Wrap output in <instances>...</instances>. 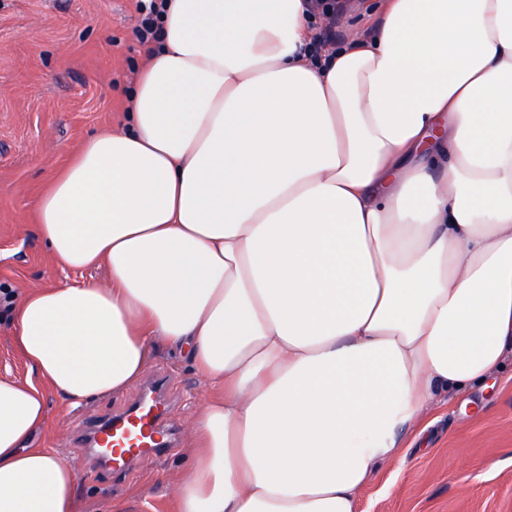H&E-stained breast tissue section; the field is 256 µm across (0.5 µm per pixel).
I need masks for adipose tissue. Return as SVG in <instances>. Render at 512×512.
Here are the masks:
<instances>
[{
	"mask_svg": "<svg viewBox=\"0 0 512 512\" xmlns=\"http://www.w3.org/2000/svg\"><path fill=\"white\" fill-rule=\"evenodd\" d=\"M311 0H167L127 125L41 193L63 271L9 307L0 512H77L28 442L162 345L212 394L177 512H360L428 406L512 363V0H381L311 57Z\"/></svg>",
	"mask_w": 512,
	"mask_h": 512,
	"instance_id": "adipose-tissue-1",
	"label": "adipose tissue"
}]
</instances>
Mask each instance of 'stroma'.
<instances>
[{"label": "stroma", "mask_w": 512, "mask_h": 512, "mask_svg": "<svg viewBox=\"0 0 512 512\" xmlns=\"http://www.w3.org/2000/svg\"><path fill=\"white\" fill-rule=\"evenodd\" d=\"M137 0H0V291L101 280L105 269L61 271L31 228L38 197L70 150L93 132L120 126L145 62L134 36ZM149 376L170 379L168 419L180 426L168 457L139 460L113 478L80 450L85 421L124 411L139 386L75 409L49 403V422L30 445L55 448L76 470L78 512H176L171 485L190 462L182 428L209 389L186 356L159 348ZM426 446L402 438L405 465L383 464L361 492L363 512H512V377L434 403Z\"/></svg>", "instance_id": "stroma-1"}]
</instances>
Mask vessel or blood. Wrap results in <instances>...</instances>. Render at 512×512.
<instances>
[{"label": "vessel or blood", "mask_w": 512, "mask_h": 512, "mask_svg": "<svg viewBox=\"0 0 512 512\" xmlns=\"http://www.w3.org/2000/svg\"><path fill=\"white\" fill-rule=\"evenodd\" d=\"M166 402L164 379L147 381L134 404L86 427V452L97 457L101 469L122 476L129 475L142 456H169L177 445V430L166 419Z\"/></svg>", "instance_id": "vessel-or-blood-1"}]
</instances>
